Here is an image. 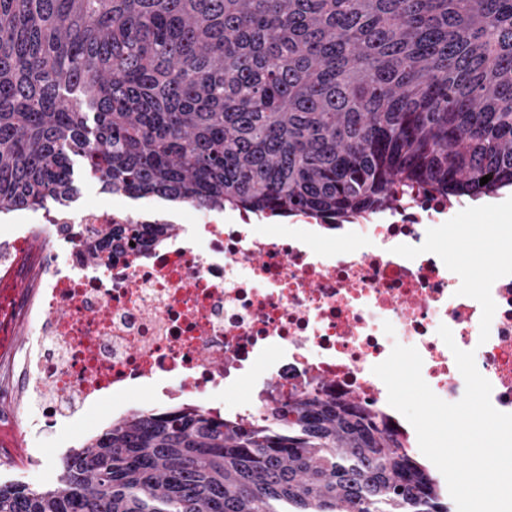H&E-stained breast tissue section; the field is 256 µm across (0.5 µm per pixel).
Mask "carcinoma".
<instances>
[{
  "label": "carcinoma",
  "instance_id": "carcinoma-1",
  "mask_svg": "<svg viewBox=\"0 0 512 512\" xmlns=\"http://www.w3.org/2000/svg\"><path fill=\"white\" fill-rule=\"evenodd\" d=\"M75 157L112 194L334 225L408 188L497 195L512 0H0V214L71 201ZM86 233L93 263L151 247L139 224ZM271 402L249 427L133 413L55 483L0 484V512H450L354 398Z\"/></svg>",
  "mask_w": 512,
  "mask_h": 512
}]
</instances>
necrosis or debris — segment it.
Returning a JSON list of instances; mask_svg holds the SVG:
<instances>
[{"mask_svg": "<svg viewBox=\"0 0 512 512\" xmlns=\"http://www.w3.org/2000/svg\"><path fill=\"white\" fill-rule=\"evenodd\" d=\"M469 208L416 189L335 236L312 233L309 212L273 229L259 214L195 208L178 233L98 266L84 258L87 225L126 213L43 211L48 247L37 258L19 217L0 240V356L14 322L32 327L21 364L44 429L107 397L113 417L129 416L122 398L144 390L153 413L177 401L254 424L271 395L305 383L356 397L408 443L416 432L372 368L394 344L414 347L434 394L459 401L465 381L437 334L445 325L474 351L494 408L512 413V242L480 279L440 245ZM24 275L34 297L9 286ZM243 382L245 395L220 399Z\"/></svg>", "mask_w": 512, "mask_h": 512, "instance_id": "necrosis-or-debris-1", "label": "necrosis or debris"}]
</instances>
